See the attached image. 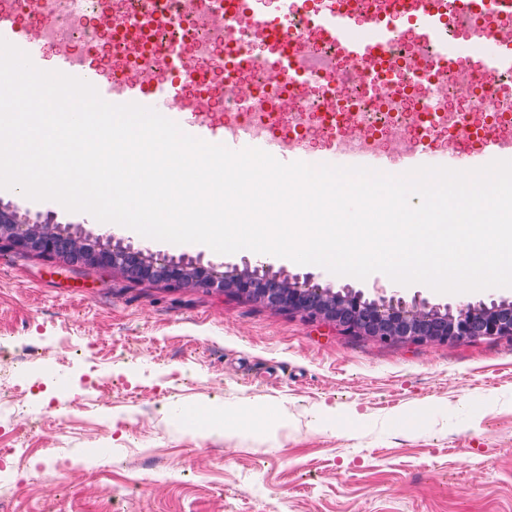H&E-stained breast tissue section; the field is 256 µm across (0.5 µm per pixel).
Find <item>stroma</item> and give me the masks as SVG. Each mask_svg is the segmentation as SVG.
Here are the masks:
<instances>
[{
  "label": "stroma",
  "mask_w": 512,
  "mask_h": 512,
  "mask_svg": "<svg viewBox=\"0 0 512 512\" xmlns=\"http://www.w3.org/2000/svg\"><path fill=\"white\" fill-rule=\"evenodd\" d=\"M0 209L369 300L512 303V288L438 293L145 240L6 190ZM62 266L0 251V368L18 371L0 380V448L29 451L0 479V512H512V340L384 345L216 290ZM191 406L252 419L206 436L183 423Z\"/></svg>",
  "instance_id": "obj_1"
}]
</instances>
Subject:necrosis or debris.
Returning <instances> with one entry per match:
<instances>
[{
    "label": "necrosis or debris",
    "mask_w": 512,
    "mask_h": 512,
    "mask_svg": "<svg viewBox=\"0 0 512 512\" xmlns=\"http://www.w3.org/2000/svg\"><path fill=\"white\" fill-rule=\"evenodd\" d=\"M226 3L0 0V13L32 24L53 19L45 44L76 47L82 61L112 78L170 79L158 56L176 43L187 65L184 92L202 119L278 131L307 146L384 149L397 134L406 147L456 154L489 139L512 141V76L468 69L485 29L512 38V16L486 15L460 30L462 57L450 65L421 63L412 23L397 16L396 42L361 67L296 19L288 22L290 43L258 38L254 17ZM290 50L307 69L289 82L275 79ZM250 98L265 111H247Z\"/></svg>",
    "instance_id": "obj_1"
}]
</instances>
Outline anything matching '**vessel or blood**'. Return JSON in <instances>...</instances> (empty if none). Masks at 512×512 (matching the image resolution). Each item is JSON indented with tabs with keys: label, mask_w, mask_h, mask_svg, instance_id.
<instances>
[{
	"label": "vessel or blood",
	"mask_w": 512,
	"mask_h": 512,
	"mask_svg": "<svg viewBox=\"0 0 512 512\" xmlns=\"http://www.w3.org/2000/svg\"><path fill=\"white\" fill-rule=\"evenodd\" d=\"M237 4L253 10L259 30L269 36L287 38L286 16L266 10L263 0H236ZM291 8H302L310 13L313 27L325 41L342 47L354 61L363 62L379 52L393 37L394 27L392 18L410 0H378L379 19L376 22L369 39L355 38L353 30L358 24V12L365 6V0H350L348 6L334 10L312 9L311 0H287ZM457 19L470 23L474 18L495 14L512 16V0H452ZM413 17L417 24L415 33L418 42L425 48L434 50L440 61L453 62L458 53L457 42L449 40L447 33V18L442 9L436 5L419 6L414 8ZM0 38L29 55L32 62H39L43 40L39 28H32L28 33L17 30L13 19L0 15ZM483 70L498 73L512 72V49L496 50L493 54L480 60ZM55 68L57 71L83 79L95 85L102 99L113 104L137 103L157 111L175 109L183 102V90L179 82H152L141 84L130 80L100 81L93 70L83 67L68 48H59L56 54ZM194 135L204 141L219 140L233 151L246 148L263 150L283 163L296 161L309 162L310 157L305 147L296 140L287 141L269 134L260 135L245 127L214 128L206 120H198L194 124ZM350 165L365 166L373 169H383L395 166L402 170L430 165L431 159L427 151L403 150L395 154H386L375 149L361 148L357 150L344 149ZM512 154V143L488 142L480 145L475 152L465 156L464 160L451 157L445 159L446 167L457 165L474 169L484 166L498 157Z\"/></svg>",
	"instance_id": "b4317fda"
}]
</instances>
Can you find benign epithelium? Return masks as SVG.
<instances>
[{
    "instance_id": "benign-epithelium-1",
    "label": "benign epithelium",
    "mask_w": 512,
    "mask_h": 512,
    "mask_svg": "<svg viewBox=\"0 0 512 512\" xmlns=\"http://www.w3.org/2000/svg\"><path fill=\"white\" fill-rule=\"evenodd\" d=\"M16 252L53 253L57 243L41 235L39 225L1 224L0 248ZM66 265L77 270H121L128 266L141 281L164 282L181 288L188 269L166 258L155 259L140 251L114 247L106 252L91 248L81 238L69 237ZM197 286L260 303L316 323L330 324L343 332L387 345L405 343L454 344L463 340L512 337V304L487 307L468 303L457 312L440 310L423 300L408 304L401 299L367 300L349 288L333 292L310 280L300 283L267 272L244 269L234 274L197 270Z\"/></svg>"
}]
</instances>
